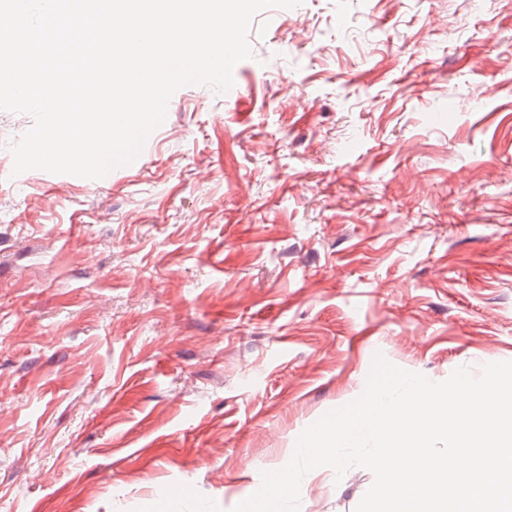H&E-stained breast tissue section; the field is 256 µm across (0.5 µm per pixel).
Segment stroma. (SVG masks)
Masks as SVG:
<instances>
[{
  "label": "stroma",
  "instance_id": "stroma-1",
  "mask_svg": "<svg viewBox=\"0 0 512 512\" xmlns=\"http://www.w3.org/2000/svg\"><path fill=\"white\" fill-rule=\"evenodd\" d=\"M249 40L239 96L180 88L101 184L13 175L34 119L0 110V512H231L375 356L512 361V0H303Z\"/></svg>",
  "mask_w": 512,
  "mask_h": 512
}]
</instances>
